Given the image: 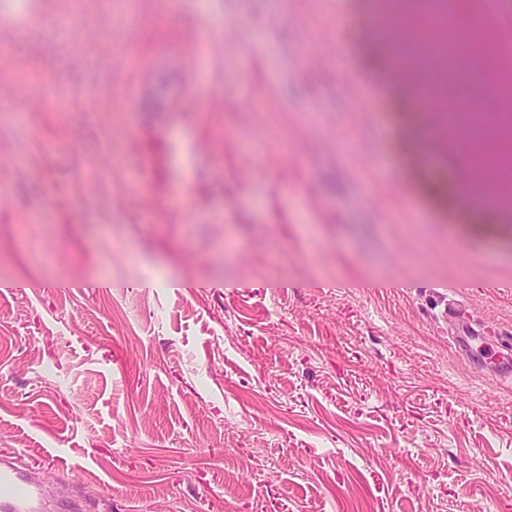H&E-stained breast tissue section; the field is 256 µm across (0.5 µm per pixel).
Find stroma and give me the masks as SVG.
I'll return each instance as SVG.
<instances>
[{
	"instance_id": "35a3bbf8",
	"label": "stroma",
	"mask_w": 512,
	"mask_h": 512,
	"mask_svg": "<svg viewBox=\"0 0 512 512\" xmlns=\"http://www.w3.org/2000/svg\"><path fill=\"white\" fill-rule=\"evenodd\" d=\"M343 2L0 0V453L86 512H512V222ZM486 334V329L481 332H470L467 328L462 325V329L454 334V345L455 350L466 357L475 359L485 355V351L482 343L478 345L472 344V341H476L479 337Z\"/></svg>"
}]
</instances>
